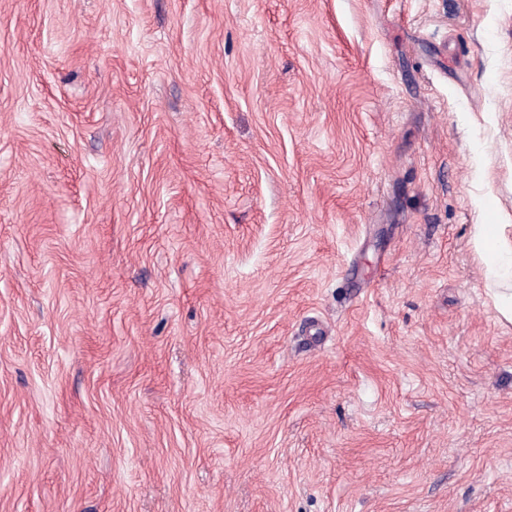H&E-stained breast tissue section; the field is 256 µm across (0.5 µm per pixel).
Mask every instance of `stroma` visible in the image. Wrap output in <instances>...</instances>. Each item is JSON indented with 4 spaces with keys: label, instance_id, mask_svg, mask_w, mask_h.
Here are the masks:
<instances>
[{
    "label": "stroma",
    "instance_id": "1",
    "mask_svg": "<svg viewBox=\"0 0 512 512\" xmlns=\"http://www.w3.org/2000/svg\"><path fill=\"white\" fill-rule=\"evenodd\" d=\"M512 0H0V512H512ZM478 244L484 249L488 259L494 257L498 261H512V243L501 234L498 225L480 224Z\"/></svg>",
    "mask_w": 512,
    "mask_h": 512
}]
</instances>
